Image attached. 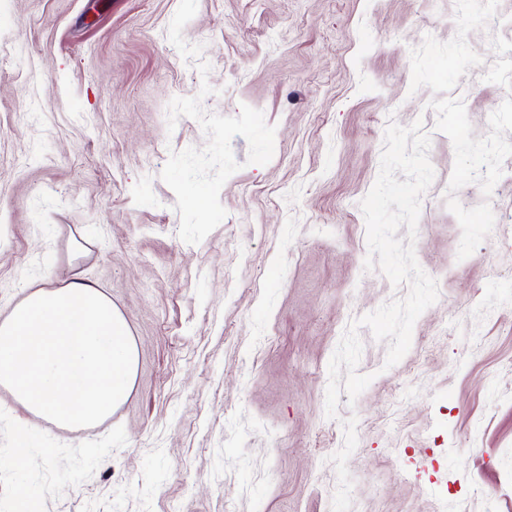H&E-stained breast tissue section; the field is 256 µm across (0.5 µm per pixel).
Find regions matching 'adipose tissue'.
<instances>
[{"label":"adipose tissue","instance_id":"ef3b65f1","mask_svg":"<svg viewBox=\"0 0 512 512\" xmlns=\"http://www.w3.org/2000/svg\"><path fill=\"white\" fill-rule=\"evenodd\" d=\"M137 361L124 317L102 290L45 277L0 319V389L26 413L77 428L111 414Z\"/></svg>","mask_w":512,"mask_h":512}]
</instances>
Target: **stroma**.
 Masks as SVG:
<instances>
[{
	"mask_svg": "<svg viewBox=\"0 0 512 512\" xmlns=\"http://www.w3.org/2000/svg\"><path fill=\"white\" fill-rule=\"evenodd\" d=\"M0 0V319L55 271L96 284L138 353L112 415L66 430L0 390V512H512V0ZM213 92L274 125L227 215L179 236L168 106ZM27 120H20V113ZM421 122L435 178L415 253L439 287L409 351L360 328L373 380L327 418L348 325L404 297L368 272L360 202L389 121ZM29 461L12 466L18 442Z\"/></svg>",
	"mask_w": 512,
	"mask_h": 512,
	"instance_id": "obj_1",
	"label": "stroma"
}]
</instances>
